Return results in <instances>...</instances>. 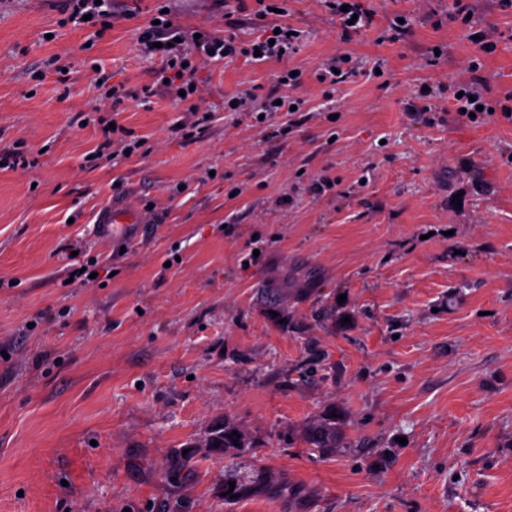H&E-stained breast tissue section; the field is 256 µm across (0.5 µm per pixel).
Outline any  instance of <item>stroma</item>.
<instances>
[{
    "label": "stroma",
    "mask_w": 512,
    "mask_h": 512,
    "mask_svg": "<svg viewBox=\"0 0 512 512\" xmlns=\"http://www.w3.org/2000/svg\"><path fill=\"white\" fill-rule=\"evenodd\" d=\"M361 3L376 26L348 44L288 0L297 54L199 69L188 138L138 31L165 5L244 39L249 13L139 0L94 36L65 0H0V149L34 161L0 170V512H512V122L408 110L476 53L453 0ZM477 7L489 95L512 94V9ZM342 48L361 73L332 119L316 73ZM285 66L312 118L267 142L224 96L264 101ZM96 73L131 91L118 115ZM111 121L137 153L95 158ZM117 196L152 220L123 252L92 231ZM324 415L331 454L301 439ZM226 420L239 445L208 447ZM428 86L429 91L422 90V87ZM434 87L431 84L424 83L421 86H419L418 90L416 91L415 95V101H413L412 104L409 105V109L411 112H421L420 115L423 117V121L426 124L432 125L435 124V122L442 120L441 116L436 117V113L431 112H448V110H444L443 108H440V111H437L436 109H433L431 104L427 103L433 96H434ZM422 103V105H420Z\"/></svg>",
    "instance_id": "35a3bbf8"
}]
</instances>
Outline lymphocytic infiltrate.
Masks as SVG:
<instances>
[{
    "label": "lymphocytic infiltrate",
    "mask_w": 512,
    "mask_h": 512,
    "mask_svg": "<svg viewBox=\"0 0 512 512\" xmlns=\"http://www.w3.org/2000/svg\"><path fill=\"white\" fill-rule=\"evenodd\" d=\"M239 11H251L255 20L261 21L259 33L251 40L244 41L235 33L204 31L194 34L172 24L169 14L157 13V21L148 25L137 36V50L142 58L160 60L163 72L168 75V85L172 94H184L189 102L188 112H199L202 90L196 79L199 67L219 61H232L240 57H257L261 62L283 61L296 52L302 37L295 34L291 24H268L270 14L266 0H235ZM326 7L336 12L341 27L342 40L370 30L374 24V14L364 8L360 0H323ZM474 6L471 0H454L451 21L460 22L469 29L468 39L479 47L478 55L467 65L473 75L466 83H453L455 96L452 100L454 111L466 110L474 113L476 121L489 119L491 113H500L512 120V95L495 102H488L476 73L483 66L484 57L492 55L497 48L495 28H474L470 17Z\"/></svg>",
    "instance_id": "1"
}]
</instances>
